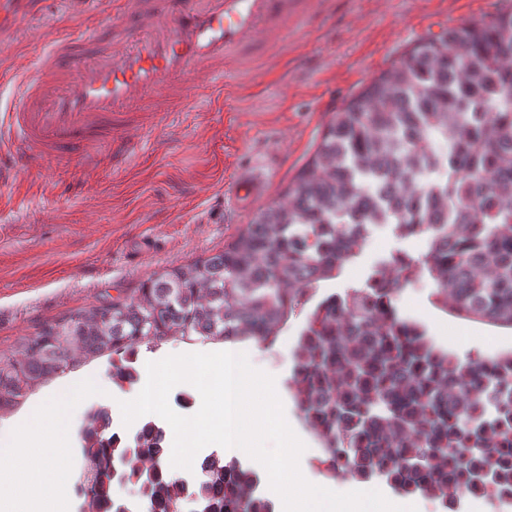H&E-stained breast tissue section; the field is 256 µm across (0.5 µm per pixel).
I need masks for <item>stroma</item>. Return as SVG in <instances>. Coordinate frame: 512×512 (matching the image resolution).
Masks as SVG:
<instances>
[{
    "mask_svg": "<svg viewBox=\"0 0 512 512\" xmlns=\"http://www.w3.org/2000/svg\"><path fill=\"white\" fill-rule=\"evenodd\" d=\"M508 7L512 0H322L313 19L291 25L273 59L252 65L234 90L231 111H214L202 98L166 122L146 123L133 134L132 155L118 170L106 163L86 169L43 162L0 180V357L41 325L92 306L100 296L134 291L164 268L223 252L253 217L224 211V180L232 171L264 169L268 187L261 203L278 201L313 154L332 112L399 62L414 42ZM104 22L101 10H77L73 0H5L0 64L26 67L50 33L92 31ZM425 249V240L377 230L341 276L321 284L313 301L364 284L395 251L416 256ZM433 291L428 279L402 290L393 302L397 316L461 360L512 353L511 328L452 316L433 304ZM307 317L304 310L291 315L273 343L246 340L238 347L252 366L274 376L286 419L307 446L300 460L305 478L338 492L360 490L364 481L331 477L318 467L321 442L290 389ZM84 371L96 377V390L80 394L67 434L46 430L65 482L56 494L28 482L11 501L12 512H50L58 494L81 512L74 490L83 470L76 449L84 411L98 403L116 413L120 402L134 397L113 385L107 360ZM81 372L42 387L27 406L61 394Z\"/></svg>",
    "mask_w": 512,
    "mask_h": 512,
    "instance_id": "1",
    "label": "stroma"
}]
</instances>
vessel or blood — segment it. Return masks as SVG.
I'll use <instances>...</instances> for the list:
<instances>
[{"mask_svg":"<svg viewBox=\"0 0 512 512\" xmlns=\"http://www.w3.org/2000/svg\"><path fill=\"white\" fill-rule=\"evenodd\" d=\"M320 0H118L106 37L58 35L32 70L15 74V105L0 114V162L24 170L65 151L87 166L121 167L141 113L165 120L194 91L232 97L254 54L281 46L294 18ZM266 187L258 171L224 181L238 213Z\"/></svg>","mask_w":512,"mask_h":512,"instance_id":"vessel-or-blood-1","label":"vessel or blood"}]
</instances>
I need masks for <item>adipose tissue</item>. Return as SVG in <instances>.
I'll list each match as a JSON object with an SVG mask.
<instances>
[{
  "label": "adipose tissue",
  "instance_id": "obj_1",
  "mask_svg": "<svg viewBox=\"0 0 512 512\" xmlns=\"http://www.w3.org/2000/svg\"><path fill=\"white\" fill-rule=\"evenodd\" d=\"M73 397H65L34 409L26 418L21 432L0 438V500L11 490L16 479L27 473H37L42 484L57 488L64 481L62 472L51 462L47 453H30L25 446L45 422H52L58 431H66Z\"/></svg>",
  "mask_w": 512,
  "mask_h": 512
}]
</instances>
